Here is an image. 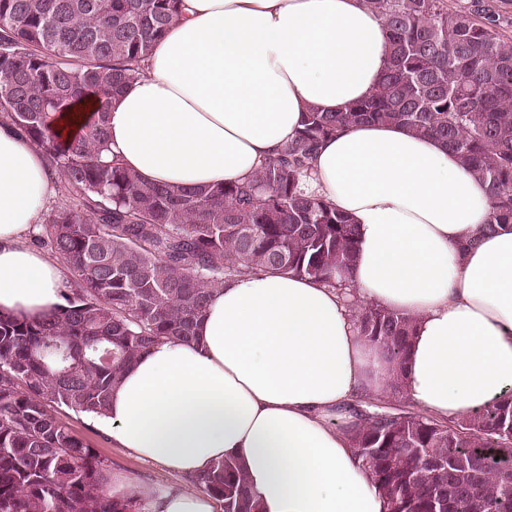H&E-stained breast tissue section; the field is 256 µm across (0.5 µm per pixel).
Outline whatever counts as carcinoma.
<instances>
[{"label": "carcinoma", "mask_w": 512, "mask_h": 512, "mask_svg": "<svg viewBox=\"0 0 512 512\" xmlns=\"http://www.w3.org/2000/svg\"><path fill=\"white\" fill-rule=\"evenodd\" d=\"M389 41L375 92L342 112L304 113L254 182L185 190L107 160L109 100L179 14L181 0H0V113L46 156L67 204L35 241L71 274L38 320L0 315V512H140L107 494L106 465L52 405L102 413L112 388L163 339H192L211 292L258 272L345 288L358 251L351 219L306 193L319 143L365 123L432 136L488 185L487 230L512 224V37L482 9L448 0H364ZM97 122L62 143L51 127L84 95ZM409 316L360 309L357 326L393 367L388 400L345 405L352 448L388 512H512V401L445 423L417 409L400 377ZM422 449V454L410 452ZM222 512H252L246 479L223 460L194 482Z\"/></svg>", "instance_id": "carcinoma-1"}]
</instances>
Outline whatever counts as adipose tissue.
Returning a JSON list of instances; mask_svg holds the SVG:
<instances>
[{"label":"adipose tissue","instance_id":"ef3b65f1","mask_svg":"<svg viewBox=\"0 0 512 512\" xmlns=\"http://www.w3.org/2000/svg\"><path fill=\"white\" fill-rule=\"evenodd\" d=\"M388 51L361 0H183L140 79L107 112L111 153L142 181L241 182L294 137L302 115L339 112L378 86ZM88 95L52 126L63 140L97 119ZM309 188L359 232L355 298L291 275L226 282L189 342L141 354L92 416L115 447L191 480L231 459L256 512H387L337 424L341 407L388 392L390 366L359 335L357 309L413 317L407 395L453 419L512 399V224L486 235L482 179L437 139L362 124L325 140ZM56 194L42 149L0 121V311L43 316L68 279L29 238ZM142 512H217L208 494L135 486Z\"/></svg>","mask_w":512,"mask_h":512}]
</instances>
